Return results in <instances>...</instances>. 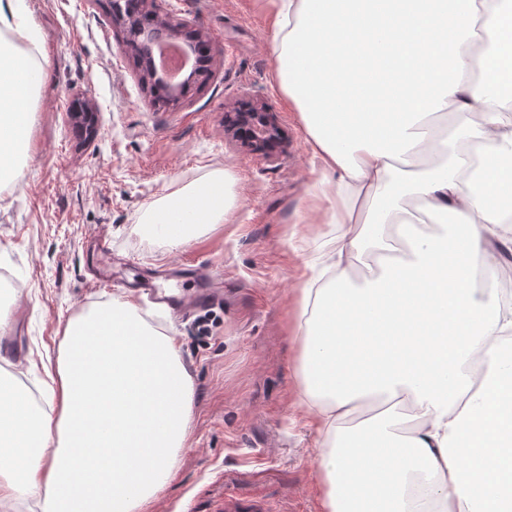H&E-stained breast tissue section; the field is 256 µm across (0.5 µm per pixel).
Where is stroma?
Segmentation results:
<instances>
[{"instance_id":"35a3bbf8","label":"stroma","mask_w":512,"mask_h":512,"mask_svg":"<svg viewBox=\"0 0 512 512\" xmlns=\"http://www.w3.org/2000/svg\"><path fill=\"white\" fill-rule=\"evenodd\" d=\"M208 33L209 73L177 105L155 104L124 35L96 0H27L50 68L33 104L30 151L0 185V376L40 389L68 320L133 301L177 337L194 384L187 448L150 512H324L321 439L298 405L291 329L307 265L336 249L311 208L322 178L298 112L274 78L268 0H155ZM91 98L98 134L75 125ZM259 98L288 135L279 159L224 133L227 105ZM235 202L223 223L179 249L143 219L152 202L212 172Z\"/></svg>"}]
</instances>
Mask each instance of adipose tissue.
Returning <instances> with one entry per match:
<instances>
[{"instance_id": "adipose-tissue-1", "label": "adipose tissue", "mask_w": 512, "mask_h": 512, "mask_svg": "<svg viewBox=\"0 0 512 512\" xmlns=\"http://www.w3.org/2000/svg\"><path fill=\"white\" fill-rule=\"evenodd\" d=\"M276 75L337 188L336 252L299 290L294 375L322 435L325 512H512V306L479 285L512 251V0H269ZM23 0H0V184L47 79ZM478 111L448 150L437 119ZM412 198L430 218L402 207ZM224 173L146 212L168 247L223 223ZM376 270L353 279L355 259ZM42 401L0 384V506L147 512L189 436L177 339L128 301L69 320ZM375 399L386 411L339 420Z\"/></svg>"}]
</instances>
